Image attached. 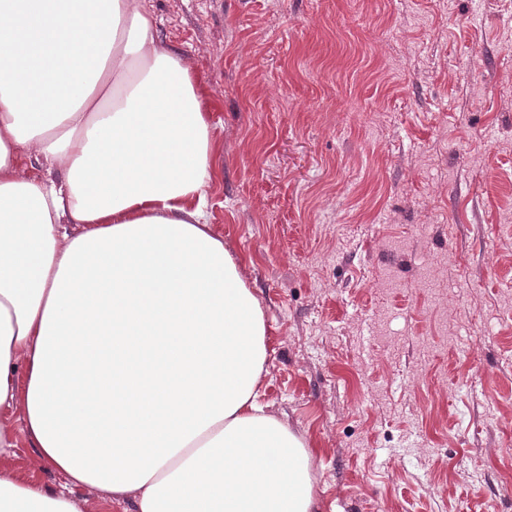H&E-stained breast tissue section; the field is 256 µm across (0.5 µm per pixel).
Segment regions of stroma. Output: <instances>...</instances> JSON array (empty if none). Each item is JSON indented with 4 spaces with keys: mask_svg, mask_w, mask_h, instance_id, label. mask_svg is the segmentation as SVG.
Masks as SVG:
<instances>
[{
    "mask_svg": "<svg viewBox=\"0 0 512 512\" xmlns=\"http://www.w3.org/2000/svg\"><path fill=\"white\" fill-rule=\"evenodd\" d=\"M319 512H512V0H145ZM19 445L0 473L130 512Z\"/></svg>",
    "mask_w": 512,
    "mask_h": 512,
    "instance_id": "stroma-1",
    "label": "stroma"
}]
</instances>
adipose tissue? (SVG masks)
Here are the masks:
<instances>
[{
  "instance_id": "ef3b65f1",
  "label": "adipose tissue",
  "mask_w": 512,
  "mask_h": 512,
  "mask_svg": "<svg viewBox=\"0 0 512 512\" xmlns=\"http://www.w3.org/2000/svg\"><path fill=\"white\" fill-rule=\"evenodd\" d=\"M2 20L0 410L135 512H317L305 443L257 402L265 316L209 228L184 57L140 0H0ZM0 512L77 510L0 476Z\"/></svg>"
}]
</instances>
